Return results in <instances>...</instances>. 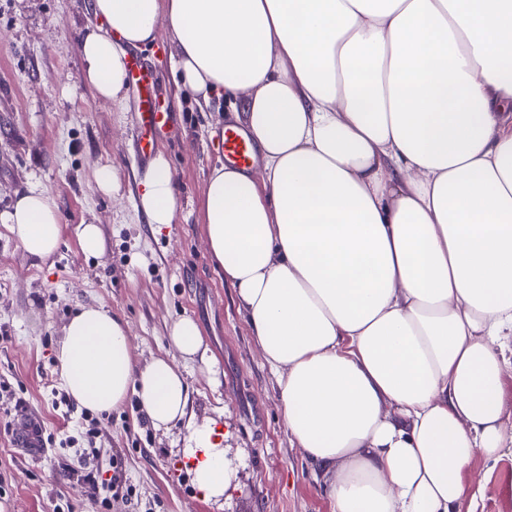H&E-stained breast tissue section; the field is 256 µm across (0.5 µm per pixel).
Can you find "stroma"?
<instances>
[{
    "mask_svg": "<svg viewBox=\"0 0 512 512\" xmlns=\"http://www.w3.org/2000/svg\"><path fill=\"white\" fill-rule=\"evenodd\" d=\"M89 0H0V213L35 187L56 200L62 237L44 262L27 258L0 223V512H96L95 493L65 439L79 436L87 413L58 407L54 351L62 327L80 307L100 305L130 328L138 360L170 354V324H198L214 370L188 367L195 423L224 426L220 502L201 500L178 460L188 430L157 431L134 402L99 415L97 466L121 468L125 488L107 491L105 512H331V503L284 428L275 381L237 310L233 287L209 255L202 192L222 164L214 113L199 110L174 83L175 47L167 35L141 48L155 77L156 101L170 128L155 145L171 162L180 202L170 228L154 232L135 208L147 169L136 161L139 124L134 97L100 100L81 80L78 42L93 24ZM112 163L123 193H102L98 164ZM100 225L103 256H85L76 230ZM37 413L51 442L41 453L14 448L16 403ZM481 482L468 512H512V452L476 457Z\"/></svg>",
    "mask_w": 512,
    "mask_h": 512,
    "instance_id": "obj_1",
    "label": "stroma"
}]
</instances>
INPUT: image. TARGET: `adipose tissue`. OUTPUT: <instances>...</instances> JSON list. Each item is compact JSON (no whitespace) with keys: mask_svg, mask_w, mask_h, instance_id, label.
Listing matches in <instances>:
<instances>
[{"mask_svg":"<svg viewBox=\"0 0 512 512\" xmlns=\"http://www.w3.org/2000/svg\"><path fill=\"white\" fill-rule=\"evenodd\" d=\"M82 79L127 97V50L167 34L172 75L224 100L258 168L208 175V250L278 387L285 428L333 512H461L476 456L512 446V0H91ZM179 206L165 154L136 207ZM0 223L49 259L62 224L29 189ZM183 363L138 364L129 327L85 306L56 350L62 387L108 413L135 398L155 430L187 415L185 364L213 368L198 324L168 329ZM217 429L184 456L223 496Z\"/></svg>","mask_w":512,"mask_h":512,"instance_id":"ef3b65f1","label":"adipose tissue"}]
</instances>
